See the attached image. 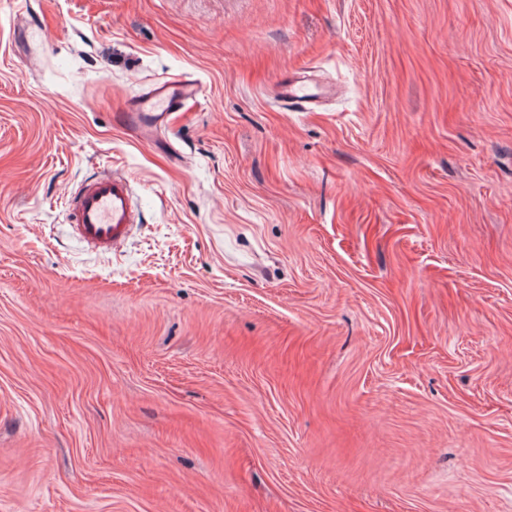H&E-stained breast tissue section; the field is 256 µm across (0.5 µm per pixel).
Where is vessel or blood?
I'll use <instances>...</instances> for the list:
<instances>
[{
	"label": "vessel or blood",
	"instance_id": "vessel-or-blood-1",
	"mask_svg": "<svg viewBox=\"0 0 512 512\" xmlns=\"http://www.w3.org/2000/svg\"><path fill=\"white\" fill-rule=\"evenodd\" d=\"M199 92L197 80L190 76L165 79L145 95L140 108L123 113L121 120L132 127L141 123L143 113L149 112L155 121H162L168 113L196 100ZM68 205L74 236L102 253L116 251L130 235L137 219L131 185L119 174L107 172L82 182Z\"/></svg>",
	"mask_w": 512,
	"mask_h": 512
}]
</instances>
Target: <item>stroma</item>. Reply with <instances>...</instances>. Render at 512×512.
I'll return each mask as SVG.
<instances>
[{
	"instance_id": "obj_1",
	"label": "stroma",
	"mask_w": 512,
	"mask_h": 512,
	"mask_svg": "<svg viewBox=\"0 0 512 512\" xmlns=\"http://www.w3.org/2000/svg\"><path fill=\"white\" fill-rule=\"evenodd\" d=\"M0 512H512V0H0ZM200 87L196 79L187 75L169 77L156 85L144 99L138 109L133 107L128 112H122L121 121L127 126H136L142 123L141 113L153 112L149 115L154 118V124L160 123L167 117L166 112H176L188 101L196 100ZM67 204L74 236L102 253L116 251L137 219L130 182L112 172L79 184Z\"/></svg>"
}]
</instances>
